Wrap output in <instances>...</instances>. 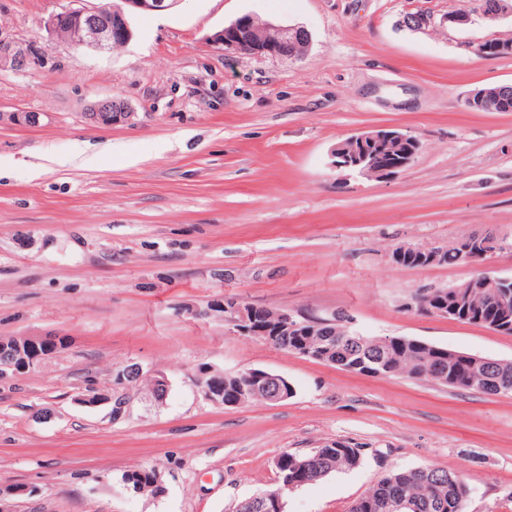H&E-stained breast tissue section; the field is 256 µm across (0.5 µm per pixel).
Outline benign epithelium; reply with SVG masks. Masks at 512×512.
<instances>
[{
  "mask_svg": "<svg viewBox=\"0 0 512 512\" xmlns=\"http://www.w3.org/2000/svg\"><path fill=\"white\" fill-rule=\"evenodd\" d=\"M182 0H121L117 5L110 0H70V6L59 12L50 14L44 21V29L51 39L61 40L73 47L90 49L98 52H110L115 45H126L133 39V31L128 22V15L139 12H159L176 7ZM481 17L490 23L512 19V0H496L488 8L478 11ZM470 22V13L466 10H456L444 13L440 18L425 12L406 13L399 21V27L411 31L426 30L431 26L441 28H458ZM311 35L303 25H283L273 21H257L250 16L241 17L212 36V43L218 50L232 54H248L255 56H272L279 58L296 57L299 44L309 45ZM472 53L485 58H499L505 47L492 37L468 43ZM33 61V50L29 44L19 42L0 33V69L11 68L21 70ZM478 105L493 112H506L508 108L500 104L498 90H487L477 97H469L467 106ZM133 116L130 106L118 98H106L88 105L85 117L95 125L111 126L119 122H127ZM41 113L20 111L1 112L0 124L9 123L18 126L36 127L40 125ZM396 137L405 142L419 145V140L407 133L396 130L374 129L363 131L353 136V139L364 146L363 151L345 152L343 144H337L330 152L331 166L347 169L364 176L384 178L389 172L408 167L417 155L411 150L407 158L393 166H385L379 160V155L366 149L367 145H375L385 138ZM460 256L466 261L474 259L471 248H482L484 253L492 254L499 248V240L477 241L475 243L462 241L458 244ZM259 308L250 304H234L226 308L227 318L238 333L243 336L257 335L254 328L255 315ZM57 341L55 336L22 337L16 342H7L0 338V379L33 369L40 363L32 348L42 344L53 346ZM286 378L279 374L264 372L245 383L241 388L235 404L241 405L247 397L255 392L264 391L268 401L277 403L288 399V393L283 386ZM130 398L125 394L115 397L88 390L78 398L84 406L112 404V420L122 418L128 407Z\"/></svg>",
  "mask_w": 512,
  "mask_h": 512,
  "instance_id": "1",
  "label": "benign epithelium"
}]
</instances>
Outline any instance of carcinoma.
<instances>
[{
    "instance_id": "carcinoma-1",
    "label": "carcinoma",
    "mask_w": 512,
    "mask_h": 512,
    "mask_svg": "<svg viewBox=\"0 0 512 512\" xmlns=\"http://www.w3.org/2000/svg\"><path fill=\"white\" fill-rule=\"evenodd\" d=\"M436 264L462 262L456 245L437 247ZM425 301L430 307L448 306V318L483 325L512 335V286L501 288H432L415 293L413 305ZM299 330L288 336L261 340L298 354L308 347L311 359L349 373L364 375L375 360L385 366L384 377L431 382L460 391L488 395L512 393V360H499L449 350L406 336L365 337L360 344L348 326L346 315L303 317ZM244 373L224 375V399L235 398ZM364 446L331 442L304 454L284 452L276 466L279 481L298 487L337 470L354 469L364 459ZM155 469L138 467L126 472L122 482L135 494L156 495ZM469 487L455 474L437 467L392 470L366 491L349 512H465Z\"/></svg>"
}]
</instances>
